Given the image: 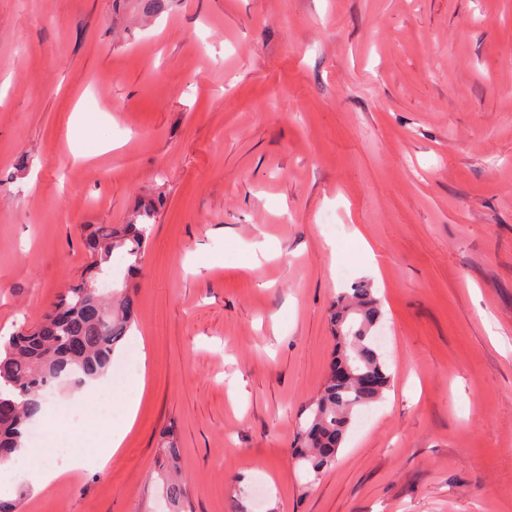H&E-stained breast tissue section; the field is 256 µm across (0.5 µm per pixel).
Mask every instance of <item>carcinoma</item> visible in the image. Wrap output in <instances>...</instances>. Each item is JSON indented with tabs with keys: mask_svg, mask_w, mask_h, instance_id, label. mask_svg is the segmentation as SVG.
<instances>
[{
	"mask_svg": "<svg viewBox=\"0 0 512 512\" xmlns=\"http://www.w3.org/2000/svg\"><path fill=\"white\" fill-rule=\"evenodd\" d=\"M144 218L141 224L118 228L86 225V277L61 294L36 325H22L9 336H0V460L9 459L22 447L40 410V399L49 388L62 381L80 387L84 379L102 374L111 365L113 353L131 330L135 301L128 293L114 296L112 289L99 287L98 280L104 273L102 265L119 248L134 258L128 272L138 271L152 230L148 224L151 214L144 213ZM381 317L372 288L362 283L333 312L341 338L329 371L346 360L353 376L341 383L326 377L308 406V416L300 427L298 456L315 473L335 462L355 408L378 400L389 386L380 345L371 334ZM359 374L371 375L373 386L364 388ZM161 447L166 467L159 479L171 512H191L189 490L178 477L181 448L176 426L163 429Z\"/></svg>",
	"mask_w": 512,
	"mask_h": 512,
	"instance_id": "obj_1",
	"label": "carcinoma"
}]
</instances>
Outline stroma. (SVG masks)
<instances>
[{
    "mask_svg": "<svg viewBox=\"0 0 512 512\" xmlns=\"http://www.w3.org/2000/svg\"><path fill=\"white\" fill-rule=\"evenodd\" d=\"M103 112L84 129L77 105ZM156 209L107 472L22 512H512V0H0V334ZM390 386L333 465L294 454L353 283ZM136 393L131 396H119L123 415L121 419L112 423L109 435L105 440L104 450L98 451L94 455V462L101 471L107 470L112 455H115L121 448L127 432L130 430L138 411V398L143 390V375L136 379ZM161 447L166 467L159 474L163 494L171 506V512H191L190 493L186 482L178 477L181 462V448L175 425H169L161 433Z\"/></svg>",
    "mask_w": 512,
    "mask_h": 512,
    "instance_id": "35a3bbf8",
    "label": "stroma"
}]
</instances>
